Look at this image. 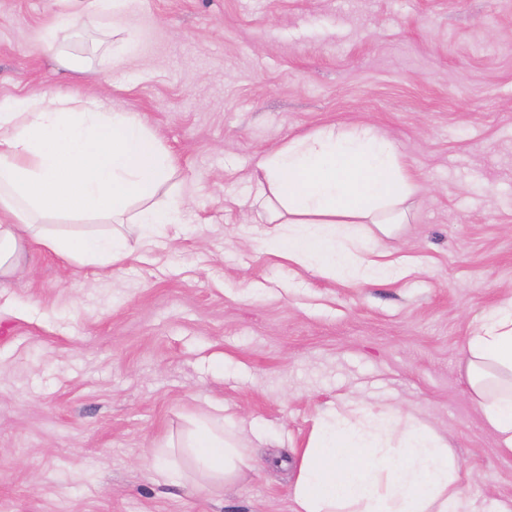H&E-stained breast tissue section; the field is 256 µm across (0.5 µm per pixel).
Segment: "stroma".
I'll return each instance as SVG.
<instances>
[{"instance_id": "stroma-1", "label": "stroma", "mask_w": 512, "mask_h": 512, "mask_svg": "<svg viewBox=\"0 0 512 512\" xmlns=\"http://www.w3.org/2000/svg\"><path fill=\"white\" fill-rule=\"evenodd\" d=\"M74 0H0V98L107 93L175 156V238L106 272L34 252L0 286V512H293L316 418L358 397L448 444L483 512H512V454L471 399L463 345L512 296V0H135L113 71L44 34ZM374 126L422 187L382 237L407 277L352 284L288 262L253 204L258 157ZM224 406L251 470L218 491L158 481L162 447Z\"/></svg>"}]
</instances>
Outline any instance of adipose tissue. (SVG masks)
Segmentation results:
<instances>
[{"label": "adipose tissue", "mask_w": 512, "mask_h": 512, "mask_svg": "<svg viewBox=\"0 0 512 512\" xmlns=\"http://www.w3.org/2000/svg\"><path fill=\"white\" fill-rule=\"evenodd\" d=\"M133 0H80L45 36L47 50L70 71L83 70L60 35L101 13L119 16ZM256 202L281 229L268 244L284 258L328 279L391 282L401 266L381 261L379 231L407 218L419 183L392 140L369 125L326 127L262 155ZM175 173L172 155L130 112L99 96L57 93L0 100V278L29 248L72 264L104 269L130 255L124 225L152 242L181 224L178 194L155 198ZM372 224L361 237L353 225ZM466 379L500 448L512 453V298L482 314L467 337ZM244 427L231 417L196 418L177 445L214 485L248 467ZM456 460L412 412L379 419L362 401L331 409L314 423L293 485L294 512H480L458 484Z\"/></svg>", "instance_id": "adipose-tissue-1"}]
</instances>
